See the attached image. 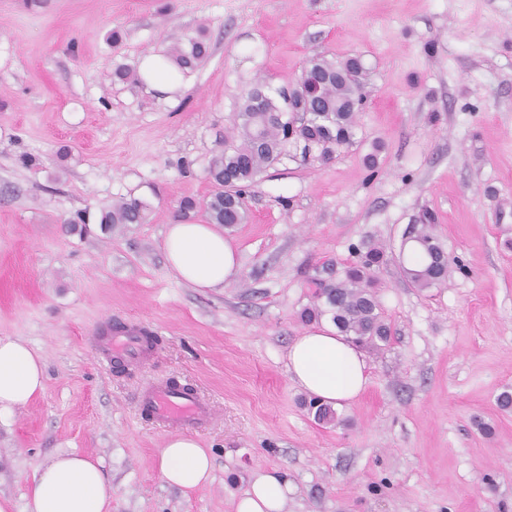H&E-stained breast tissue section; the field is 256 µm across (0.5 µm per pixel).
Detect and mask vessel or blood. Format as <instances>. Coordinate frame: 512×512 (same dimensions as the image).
<instances>
[{"label":"vessel or blood","instance_id":"1","mask_svg":"<svg viewBox=\"0 0 512 512\" xmlns=\"http://www.w3.org/2000/svg\"><path fill=\"white\" fill-rule=\"evenodd\" d=\"M145 334V327L138 324L115 326L111 322H103L96 337L100 360L106 363L115 358L140 361L146 350ZM143 407L171 431L204 425L213 415L204 400L165 384H155L146 390Z\"/></svg>","mask_w":512,"mask_h":512}]
</instances>
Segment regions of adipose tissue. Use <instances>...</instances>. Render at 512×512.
I'll return each instance as SVG.
<instances>
[{
    "instance_id": "adipose-tissue-1",
    "label": "adipose tissue",
    "mask_w": 512,
    "mask_h": 512,
    "mask_svg": "<svg viewBox=\"0 0 512 512\" xmlns=\"http://www.w3.org/2000/svg\"><path fill=\"white\" fill-rule=\"evenodd\" d=\"M168 268L200 289L223 287L238 273L234 249L214 224L176 221L161 241ZM287 370L291 381L320 403L340 407L355 401L369 382L364 353L349 343L334 324L307 330L290 345ZM45 389L44 362L23 341L0 337V417L27 405ZM159 470L181 489L205 486L213 459L196 438L181 435L161 448ZM291 485L277 471L254 474L236 498L234 512H284ZM29 512H112V484L99 463L70 454L39 466L28 493Z\"/></svg>"
}]
</instances>
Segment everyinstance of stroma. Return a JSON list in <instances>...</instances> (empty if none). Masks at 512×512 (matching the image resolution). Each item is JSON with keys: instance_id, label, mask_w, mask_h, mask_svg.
<instances>
[{"instance_id": "obj_1", "label": "stroma", "mask_w": 512, "mask_h": 512, "mask_svg": "<svg viewBox=\"0 0 512 512\" xmlns=\"http://www.w3.org/2000/svg\"><path fill=\"white\" fill-rule=\"evenodd\" d=\"M210 52L174 97L113 80L187 37ZM358 56L366 102L352 144L323 162L286 145L225 229L224 288L176 279L160 249L244 93L293 83L307 59ZM377 153L368 169L364 157ZM130 197L144 224L66 220ZM451 263L419 290L397 262L375 292L394 336L338 422L316 421L289 379L316 269L366 242L398 252L423 214ZM155 343L104 366V316ZM0 336L45 364V389L0 421V498L27 512L36 468L101 462L112 512H234L258 471L292 483L285 512H512V0H0ZM213 403L197 438L214 479L183 491L156 460L169 435L143 412L146 380Z\"/></svg>"}]
</instances>
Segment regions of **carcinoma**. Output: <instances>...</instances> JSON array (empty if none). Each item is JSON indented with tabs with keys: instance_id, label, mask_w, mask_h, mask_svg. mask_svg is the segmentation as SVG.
<instances>
[{
	"instance_id": "obj_1",
	"label": "carcinoma",
	"mask_w": 512,
	"mask_h": 512,
	"mask_svg": "<svg viewBox=\"0 0 512 512\" xmlns=\"http://www.w3.org/2000/svg\"><path fill=\"white\" fill-rule=\"evenodd\" d=\"M208 55L202 36L174 46L168 58L180 70H193ZM361 72V61L350 57L335 63L323 57L309 59L298 81L288 89H272L256 84L244 96L235 118V133L224 138L208 166L212 190L203 201L210 224L232 227L246 219L243 188L280 161L287 142L302 145L303 155L322 161L333 158L336 150L351 144L354 137L356 104L363 98L359 77L345 72ZM314 80L320 86L319 98L302 97L301 83ZM150 205L131 197L101 212L99 224H143ZM387 262L386 250L370 243L358 260L336 274L311 279L316 302L303 310L307 321L328 315L340 333L360 347L379 349L388 344L392 329L381 312L372 291L375 272ZM403 276L421 290L439 287L448 277V254L434 234L431 219L413 224L400 249ZM315 418L325 424L337 420L335 410L309 400Z\"/></svg>"
}]
</instances>
